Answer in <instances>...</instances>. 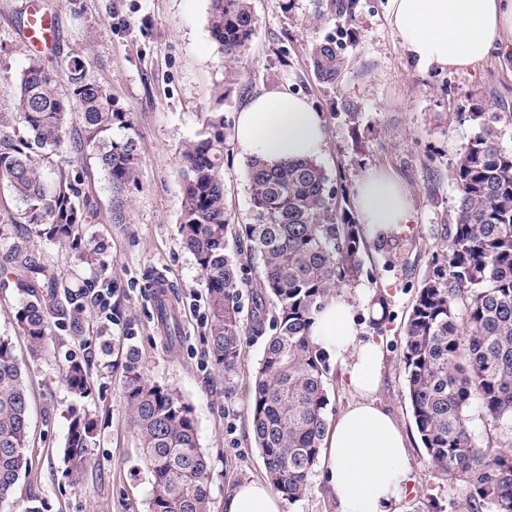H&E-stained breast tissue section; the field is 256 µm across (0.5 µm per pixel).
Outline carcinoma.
<instances>
[{
  "mask_svg": "<svg viewBox=\"0 0 512 512\" xmlns=\"http://www.w3.org/2000/svg\"><path fill=\"white\" fill-rule=\"evenodd\" d=\"M258 19L249 0H211L208 28L224 62L232 65L251 44ZM323 83L340 77L336 41L311 52ZM62 91L40 56L28 58L0 111V185L19 204L11 217L17 242L10 263L21 271L25 298L15 311L29 357L52 343L53 304L38 292L46 268L28 257L37 236L96 260L104 245L83 234L86 215L79 176L57 160L78 115L72 153L95 160L112 189V214L123 221L127 192L136 183L140 135L132 113L110 90L86 76L75 60ZM479 132L453 168L458 197L448 250L432 255V270L416 294L405 336L404 364L412 417L430 468L460 485L464 512H512V153L496 142V125L511 113H468ZM224 114L178 151L182 181L179 232L195 257L209 309L208 355L229 374L245 352L238 288L243 277L227 250L224 216ZM253 222L241 226L249 251L260 258L262 284L274 302L251 389V425L267 476L285 499L305 496L326 430V360L313 343L314 313L332 291L358 277L363 225L338 219L339 189L328 185L313 159L269 166L247 162ZM121 391L152 480V512H211L210 466L200 448L193 410L169 387L149 382L138 352L121 339ZM64 380L78 399L91 393L86 361L71 358ZM485 433L473 427L472 408ZM29 389L9 337L0 336V502L11 499L28 460ZM96 437L90 415L74 406L62 451L66 473L77 475Z\"/></svg>",
  "mask_w": 512,
  "mask_h": 512,
  "instance_id": "cac0c4a2",
  "label": "carcinoma"
}]
</instances>
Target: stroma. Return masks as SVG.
Listing matches in <instances>:
<instances>
[{
	"label": "stroma",
	"mask_w": 512,
	"mask_h": 512,
	"mask_svg": "<svg viewBox=\"0 0 512 512\" xmlns=\"http://www.w3.org/2000/svg\"><path fill=\"white\" fill-rule=\"evenodd\" d=\"M30 0H0V106L10 94L35 46L24 33ZM55 20V42L44 58L67 81L73 60L87 76L109 88L131 112L141 135L136 187L128 193L123 223L112 221V191L91 158L78 165L87 201L86 235L106 246L93 264L74 251L40 238L29 247L57 277L80 291L113 289L106 309L86 301L77 327L56 332L41 359L27 368L31 400L28 475L0 512H23L29 494L48 512H150L151 477L139 453L121 394L119 371L102 354L103 337H120L139 351L146 378L176 390L194 411L198 439L211 467V512L245 477L265 480L266 471L251 428L250 387L269 328L255 330L252 311L260 297V261L245 242L228 248L244 268L239 287L246 327L245 354L232 374L208 357V306L203 276L179 233L182 188L181 144L201 130L209 112L221 107L232 127L249 95L287 85L323 112L327 144L317 163L329 183L346 188L338 208L356 217L349 195L369 171L397 176L409 193L414 220L402 233V257L394 259L377 237L364 235L361 272L344 287L355 305L361 337L381 347L379 385L373 398L397 421L407 443L413 482L396 502L397 512H460L458 484L433 471L416 432L403 362L405 336L417 291L433 252L447 248L457 188L453 165L478 127L462 120L473 104L512 113V47L493 53L475 69L457 72L411 60L386 19V0H359L355 18L327 13L323 0H250L258 19L248 50L225 69L211 38L210 0H45ZM332 39L344 61L333 84L319 81L311 50ZM224 102L216 104L215 89ZM226 216L230 224L252 220L247 161L232 140L224 142ZM171 285L180 335L169 341L157 325L151 277ZM15 271L0 273V336L10 337L18 357L26 342L14 319L22 299ZM383 298L386 316L375 321L373 300ZM90 366L91 394L75 399L62 378L68 358ZM327 423L358 401L341 359L328 357ZM81 405L97 423L90 460L78 477L65 474L62 449L68 411Z\"/></svg>",
	"instance_id": "1"
}]
</instances>
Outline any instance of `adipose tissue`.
Here are the masks:
<instances>
[{"mask_svg": "<svg viewBox=\"0 0 512 512\" xmlns=\"http://www.w3.org/2000/svg\"><path fill=\"white\" fill-rule=\"evenodd\" d=\"M389 25L418 63L465 72L512 43V0H387ZM233 141L244 157L271 164L315 159L326 143L324 115L288 87L255 94L237 112ZM361 223L371 235L398 232L413 221L408 195L393 174L374 170L353 190ZM314 343L346 358L360 399L329 425L324 439L327 490L337 512H390L412 480L405 437L372 400L379 346L359 338L355 306L346 295L327 298L313 318ZM224 512H283L268 483L241 479Z\"/></svg>", "mask_w": 512, "mask_h": 512, "instance_id": "ef3b65f1", "label": "adipose tissue"}]
</instances>
